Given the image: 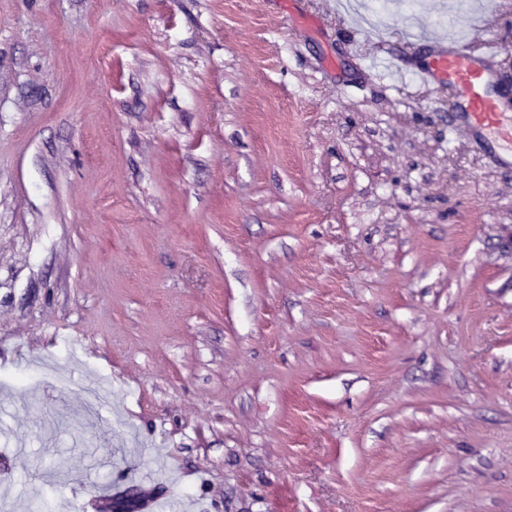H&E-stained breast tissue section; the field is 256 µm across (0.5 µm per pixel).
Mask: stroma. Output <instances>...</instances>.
<instances>
[{
    "mask_svg": "<svg viewBox=\"0 0 512 512\" xmlns=\"http://www.w3.org/2000/svg\"><path fill=\"white\" fill-rule=\"evenodd\" d=\"M444 15L0 0V512H512V145L396 75Z\"/></svg>",
    "mask_w": 512,
    "mask_h": 512,
    "instance_id": "obj_1",
    "label": "stroma"
}]
</instances>
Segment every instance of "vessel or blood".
Returning <instances> with one entry per match:
<instances>
[{
	"instance_id": "obj_1",
	"label": "vessel or blood",
	"mask_w": 512,
	"mask_h": 512,
	"mask_svg": "<svg viewBox=\"0 0 512 512\" xmlns=\"http://www.w3.org/2000/svg\"><path fill=\"white\" fill-rule=\"evenodd\" d=\"M502 46L495 36H487L481 51L469 42L451 41L448 48L432 58V74L444 75L448 84V111L451 122H462L474 131L486 130L498 140L512 144V120L501 110V93L494 77L480 65L485 57H496Z\"/></svg>"
}]
</instances>
